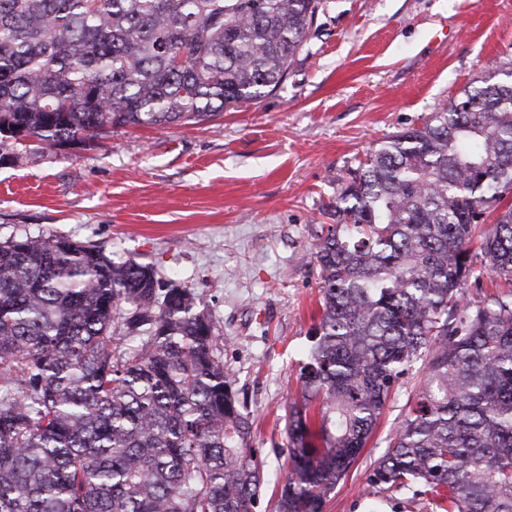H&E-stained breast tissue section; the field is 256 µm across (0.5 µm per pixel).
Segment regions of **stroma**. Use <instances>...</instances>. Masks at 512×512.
I'll return each mask as SVG.
<instances>
[{
  "instance_id": "stroma-1",
  "label": "stroma",
  "mask_w": 512,
  "mask_h": 512,
  "mask_svg": "<svg viewBox=\"0 0 512 512\" xmlns=\"http://www.w3.org/2000/svg\"><path fill=\"white\" fill-rule=\"evenodd\" d=\"M509 68L512 0H330L275 93L204 123L113 129L69 151L0 146V241H92L197 294L266 459L257 512H278L320 298L316 245L349 170L472 79ZM422 380L417 362L395 383L323 512H433L369 481Z\"/></svg>"
}]
</instances>
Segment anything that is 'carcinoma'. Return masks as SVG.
Returning <instances> with one entry per match:
<instances>
[{"instance_id":"cac0c4a2","label":"carcinoma","mask_w":512,"mask_h":512,"mask_svg":"<svg viewBox=\"0 0 512 512\" xmlns=\"http://www.w3.org/2000/svg\"><path fill=\"white\" fill-rule=\"evenodd\" d=\"M325 0H0V143L200 122L277 91ZM512 70L349 172L318 244V319L278 512H323L392 387L424 380L372 482L512 512ZM495 224L470 247L473 226ZM223 343L189 288L92 241L0 242V512H255ZM512 291V285L491 273H486L477 285L468 286L467 295L475 301H491L501 294Z\"/></svg>"}]
</instances>
